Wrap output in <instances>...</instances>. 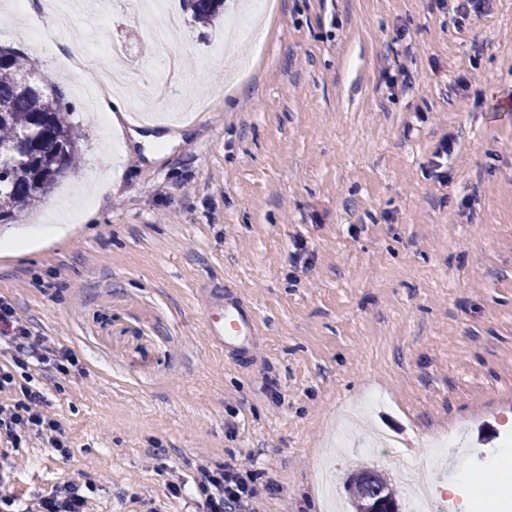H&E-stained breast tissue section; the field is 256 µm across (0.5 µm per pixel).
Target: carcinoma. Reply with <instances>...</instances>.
Segmentation results:
<instances>
[{"label": "carcinoma", "instance_id": "1", "mask_svg": "<svg viewBox=\"0 0 512 512\" xmlns=\"http://www.w3.org/2000/svg\"><path fill=\"white\" fill-rule=\"evenodd\" d=\"M195 22L211 25L224 15L226 0H182ZM60 89L32 72L20 52L0 47V158L27 151V162L0 173V223L41 202L79 158L82 134L66 118ZM353 512H371L383 501L399 506L396 492L378 472L360 468L348 477Z\"/></svg>", "mask_w": 512, "mask_h": 512}]
</instances>
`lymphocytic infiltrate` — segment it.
Wrapping results in <instances>:
<instances>
[{
	"label": "lymphocytic infiltrate",
	"mask_w": 512,
	"mask_h": 512,
	"mask_svg": "<svg viewBox=\"0 0 512 512\" xmlns=\"http://www.w3.org/2000/svg\"><path fill=\"white\" fill-rule=\"evenodd\" d=\"M0 349L9 361H0V392L19 389L14 402L0 403V444L19 450L23 441L38 438L61 459L72 455L63 424L49 411L45 382L71 376L78 359L67 349L33 335L14 306L0 299ZM204 478L199 512H257L253 480L255 471L242 463L216 468L201 466ZM87 498L73 481L59 483L48 495L37 497L25 512H86Z\"/></svg>",
	"instance_id": "obj_1"
}]
</instances>
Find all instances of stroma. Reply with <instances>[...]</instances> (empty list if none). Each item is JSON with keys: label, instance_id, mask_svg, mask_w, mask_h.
Listing matches in <instances>:
<instances>
[{"label": "stroma", "instance_id": "1", "mask_svg": "<svg viewBox=\"0 0 512 512\" xmlns=\"http://www.w3.org/2000/svg\"><path fill=\"white\" fill-rule=\"evenodd\" d=\"M71 10L51 41L48 18L0 20L83 135L79 166L0 224L66 225L0 254V299L82 366L48 390L73 454L29 439L17 508L73 480L89 512H192L200 465L236 459L260 512H330V458L351 512L346 477L381 468L379 433L451 512L472 493L447 491L461 469L495 488L512 445V0L460 23L436 0H250L234 39L190 21L169 39L117 0ZM76 41L126 48L143 76L127 109L169 140L91 113ZM224 286L258 315L247 364L204 335Z\"/></svg>", "mask_w": 512, "mask_h": 512}]
</instances>
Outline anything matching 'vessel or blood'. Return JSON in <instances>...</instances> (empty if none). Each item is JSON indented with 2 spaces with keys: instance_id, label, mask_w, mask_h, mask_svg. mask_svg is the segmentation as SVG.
<instances>
[{
  "instance_id": "vessel-or-blood-1",
  "label": "vessel or blood",
  "mask_w": 512,
  "mask_h": 512,
  "mask_svg": "<svg viewBox=\"0 0 512 512\" xmlns=\"http://www.w3.org/2000/svg\"><path fill=\"white\" fill-rule=\"evenodd\" d=\"M204 334L214 350L251 359L259 320L248 303L228 291L214 290L206 304Z\"/></svg>"
}]
</instances>
